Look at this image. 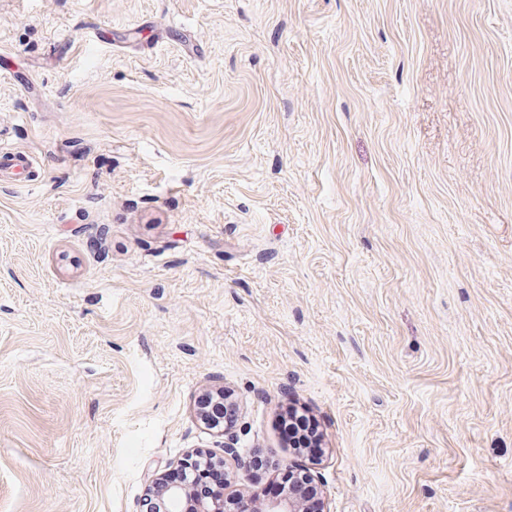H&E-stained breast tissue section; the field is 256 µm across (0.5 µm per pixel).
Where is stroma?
Listing matches in <instances>:
<instances>
[{
    "mask_svg": "<svg viewBox=\"0 0 512 512\" xmlns=\"http://www.w3.org/2000/svg\"><path fill=\"white\" fill-rule=\"evenodd\" d=\"M1 73L0 512H512V0H0ZM220 470L223 471L224 464L221 461H212ZM166 471V470H165ZM165 471L160 473L158 478L152 482V485L148 489L146 497L143 499L147 506L146 511L155 512L152 502L150 499L154 496L162 498L167 504L171 506L173 501H181L183 504V512H236L235 510V495H228L224 497L222 501V490H224V484H227L228 474L224 469V484L218 480L211 468L205 466H198L194 469L195 475L192 482L193 492L204 498L210 499L217 503L222 504L221 507L211 505L208 501L203 498H196L193 501L187 502V498L190 493V482L186 479L184 482L179 483H166L162 480ZM265 497L261 509L258 512H313L316 510L307 509L302 499L292 490L282 494L268 495L262 491ZM320 510L316 511L319 512Z\"/></svg>",
    "mask_w": 512,
    "mask_h": 512,
    "instance_id": "stroma-1",
    "label": "stroma"
}]
</instances>
